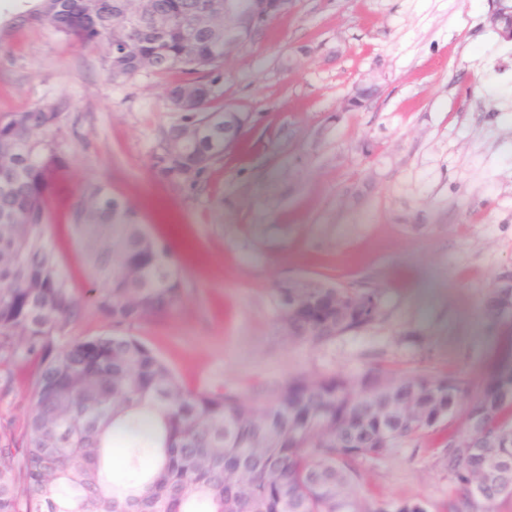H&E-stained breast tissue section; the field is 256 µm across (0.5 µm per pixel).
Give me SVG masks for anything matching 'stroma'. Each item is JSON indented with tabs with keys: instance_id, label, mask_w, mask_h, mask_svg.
Wrapping results in <instances>:
<instances>
[{
	"instance_id": "1",
	"label": "stroma",
	"mask_w": 512,
	"mask_h": 512,
	"mask_svg": "<svg viewBox=\"0 0 512 512\" xmlns=\"http://www.w3.org/2000/svg\"><path fill=\"white\" fill-rule=\"evenodd\" d=\"M491 7L292 0L224 65L214 107L255 122L192 188L153 167L160 128L179 119L166 79L112 82L99 49L15 25L13 0H0V119L68 103L51 133L69 167L48 235L73 288L86 286L85 260L66 212L84 180L100 179L158 240L179 248L167 227L181 224L195 244L179 257L181 304L131 329L186 387L260 407L293 376L486 374L505 337L486 305L512 272V41L486 25ZM371 75L379 95L342 111ZM288 277L380 289L381 317L322 345L288 339L276 288ZM34 370L12 365L0 424L22 425ZM452 428L465 430L463 414L361 461L358 494L448 512Z\"/></svg>"
}]
</instances>
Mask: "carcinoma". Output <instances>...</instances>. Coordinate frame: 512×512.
I'll return each mask as SVG.
<instances>
[{
  "label": "carcinoma",
  "instance_id": "obj_1",
  "mask_svg": "<svg viewBox=\"0 0 512 512\" xmlns=\"http://www.w3.org/2000/svg\"><path fill=\"white\" fill-rule=\"evenodd\" d=\"M210 0H145L124 33L112 39L124 0H39L17 13L20 25H48L81 46L103 49L114 82L144 71L180 78L167 86L180 119L161 131L159 148L188 125L224 129L215 108L216 74L224 64L219 36L200 16ZM174 17L157 34L155 16ZM191 37L193 48L185 51ZM67 103L11 113L0 121V365L34 359L32 410L24 429L0 427V512H384L356 491L361 459H379L405 439L443 420H481L482 448L464 432L448 434V470L458 487L451 512H494L512 488V344L475 383L460 375L393 380L284 381L254 413L237 397L183 386L171 368L132 335L58 337L82 315L83 302L46 230L49 182L68 159L49 131ZM202 140L193 149L154 157L158 174L196 185L219 161ZM193 169L189 178L178 174ZM87 262L93 301L115 325L133 326L182 301L175 253L143 224L136 209L108 187L85 182L67 212ZM333 289H308L314 307L288 325L298 340L321 344L377 321L378 289H341L361 308L336 322ZM122 441L125 469L112 474Z\"/></svg>",
  "mask_w": 512,
  "mask_h": 512
}]
</instances>
